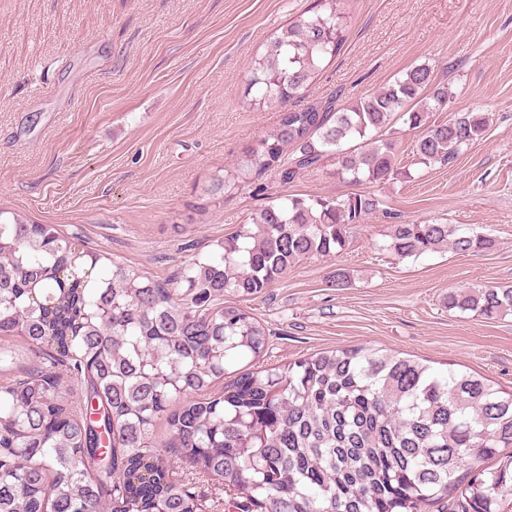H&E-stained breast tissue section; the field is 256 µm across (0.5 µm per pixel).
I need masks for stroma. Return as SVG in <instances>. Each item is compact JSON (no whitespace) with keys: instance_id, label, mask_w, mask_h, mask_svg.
Here are the masks:
<instances>
[{"instance_id":"35a3bbf8","label":"stroma","mask_w":512,"mask_h":512,"mask_svg":"<svg viewBox=\"0 0 512 512\" xmlns=\"http://www.w3.org/2000/svg\"><path fill=\"white\" fill-rule=\"evenodd\" d=\"M314 0H0V208L20 211L158 280L280 195L355 189L334 166L270 178L206 204L211 174L276 128L248 104L247 67L270 34ZM340 54L307 100L344 103L429 65L451 92L438 121L484 112L488 127L454 167L416 164L417 131L392 128L401 173L364 184L384 212L334 256L305 259L264 294L225 302L271 330L262 367L338 347L459 364L512 389V314L448 307L451 292L512 285V0H340ZM475 227L493 248L419 259L385 250V211ZM350 283L332 286L336 270Z\"/></svg>"}]
</instances>
